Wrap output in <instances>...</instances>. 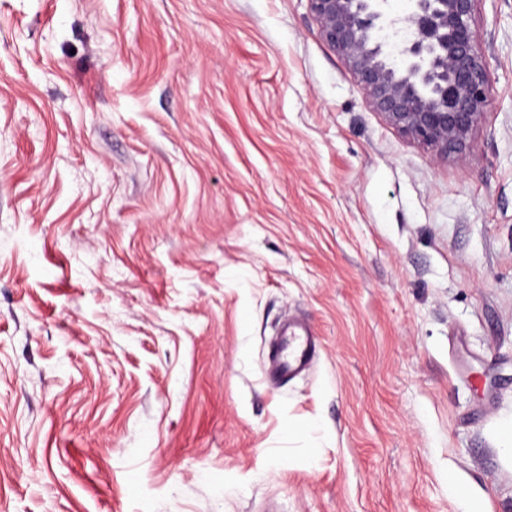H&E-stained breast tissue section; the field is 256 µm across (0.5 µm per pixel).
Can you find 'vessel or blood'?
I'll return each instance as SVG.
<instances>
[{
	"label": "vessel or blood",
	"instance_id": "vessel-or-blood-1",
	"mask_svg": "<svg viewBox=\"0 0 512 512\" xmlns=\"http://www.w3.org/2000/svg\"><path fill=\"white\" fill-rule=\"evenodd\" d=\"M317 338L313 326L296 319L282 326L275 352L265 366L268 374L281 379L304 371L315 357Z\"/></svg>",
	"mask_w": 512,
	"mask_h": 512
}]
</instances>
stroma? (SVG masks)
<instances>
[{
    "label": "stroma",
    "instance_id": "obj_1",
    "mask_svg": "<svg viewBox=\"0 0 512 512\" xmlns=\"http://www.w3.org/2000/svg\"><path fill=\"white\" fill-rule=\"evenodd\" d=\"M473 27L441 160L309 0H0V512H512V0ZM275 352L265 372L288 379L304 371L315 357L317 336L313 326L304 319H295L282 326Z\"/></svg>",
    "mask_w": 512,
    "mask_h": 512
}]
</instances>
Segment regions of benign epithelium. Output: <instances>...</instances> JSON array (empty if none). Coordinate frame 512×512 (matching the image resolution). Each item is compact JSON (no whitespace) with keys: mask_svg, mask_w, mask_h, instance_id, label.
<instances>
[{"mask_svg":"<svg viewBox=\"0 0 512 512\" xmlns=\"http://www.w3.org/2000/svg\"><path fill=\"white\" fill-rule=\"evenodd\" d=\"M321 36L347 60L386 121L446 159L463 157L488 108L477 0H412L407 30L386 0H309Z\"/></svg>","mask_w":512,"mask_h":512,"instance_id":"1","label":"benign epithelium"}]
</instances>
